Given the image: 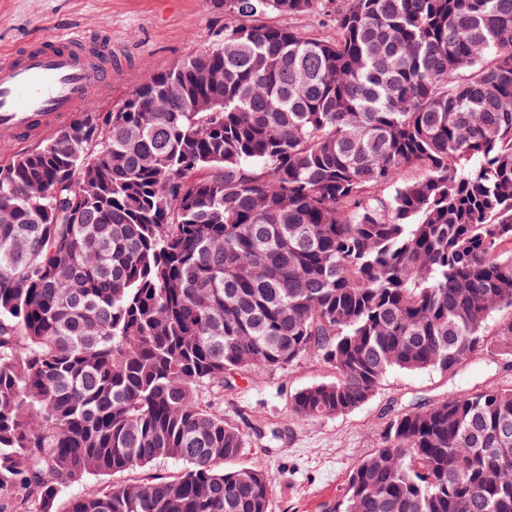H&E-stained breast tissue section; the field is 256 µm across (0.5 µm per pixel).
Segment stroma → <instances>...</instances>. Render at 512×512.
I'll use <instances>...</instances> for the list:
<instances>
[{
	"instance_id": "35a3bbf8",
	"label": "stroma",
	"mask_w": 512,
	"mask_h": 512,
	"mask_svg": "<svg viewBox=\"0 0 512 512\" xmlns=\"http://www.w3.org/2000/svg\"><path fill=\"white\" fill-rule=\"evenodd\" d=\"M224 15L206 0H0V48L52 35L103 34L117 66L112 83L92 88L86 105L109 112L151 75L216 43ZM320 359L278 370L229 376L214 395L225 422L246 437L240 459L264 468L272 485L270 512H324L339 499L352 468L373 448L397 412L488 383L512 384V356L496 346L453 374L389 371L375 395L342 416L300 419L291 395L332 379Z\"/></svg>"
}]
</instances>
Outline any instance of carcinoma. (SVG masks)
<instances>
[{"label": "carcinoma", "mask_w": 512, "mask_h": 512, "mask_svg": "<svg viewBox=\"0 0 512 512\" xmlns=\"http://www.w3.org/2000/svg\"><path fill=\"white\" fill-rule=\"evenodd\" d=\"M208 4L219 43L0 164V512H269L201 385L314 355L290 409L337 417L512 348V0ZM505 425L511 385L398 413L325 510L512 512ZM178 468L179 464L174 461H162L152 466L150 469L136 470L128 473L117 474L115 476L92 475L89 477L86 484L70 488L68 491L70 493H81L106 484L122 483L127 480H141L152 476H165L176 471Z\"/></svg>", "instance_id": "cac0c4a2"}]
</instances>
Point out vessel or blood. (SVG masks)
I'll return each instance as SVG.
<instances>
[{"mask_svg": "<svg viewBox=\"0 0 512 512\" xmlns=\"http://www.w3.org/2000/svg\"><path fill=\"white\" fill-rule=\"evenodd\" d=\"M112 80V43L56 37L0 53V140H21L52 127L57 118Z\"/></svg>", "mask_w": 512, "mask_h": 512, "instance_id": "vessel-or-blood-1", "label": "vessel or blood"}]
</instances>
